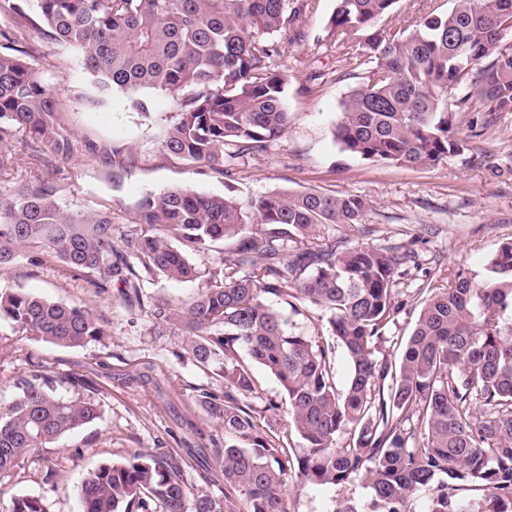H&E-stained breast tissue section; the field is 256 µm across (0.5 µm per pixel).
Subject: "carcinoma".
<instances>
[{"instance_id": "obj_1", "label": "carcinoma", "mask_w": 512, "mask_h": 512, "mask_svg": "<svg viewBox=\"0 0 512 512\" xmlns=\"http://www.w3.org/2000/svg\"><path fill=\"white\" fill-rule=\"evenodd\" d=\"M446 12L384 26L399 0H334L328 27L353 46L344 75L361 74L334 130L341 150L362 160L431 167L448 157L476 162L452 108L476 113L480 135L512 112V0H452ZM0 0V149L17 138L27 150L0 154V169L45 156L66 159L75 141L57 133L62 108L27 46V22L62 51H79L96 78L98 105L113 92L149 113L142 92L171 96L175 120L162 150L232 181L237 162L267 151L288 127L287 81L276 60L300 36L312 0ZM52 180L0 187V270L21 248L40 245L101 292L117 279L126 299L140 300L139 273L198 278L185 251L222 244V278L176 307L152 304L176 320L200 364L224 355V400L202 393L224 428L218 466L224 500L194 498L179 462L165 452L134 451L106 461L81 480V512H129L151 501L160 512H224L233 495L248 512H287L288 475L329 487L365 474L382 512H410L411 496L433 488L429 512H466L462 490L480 491L487 512H512V241L489 260L490 275L462 271L446 288L429 289L398 367L374 357L383 329L401 306L396 277L410 254L399 248H342L309 232L320 224L356 225L368 207L357 195L279 190L258 197L204 194L180 185L145 194L138 228L114 244L112 207L73 213L59 205ZM296 300L331 312L334 342L290 326L268 304ZM64 348L105 335L106 320L87 309L29 292H0V320ZM349 375L336 386V350ZM280 383L302 453L290 459L274 429L259 426L241 397L255 391L252 365ZM91 397L65 399L25 382L0 409V478L27 453L99 418ZM417 419L423 447L409 444L404 424ZM348 434L345 445L336 436ZM444 473L448 481H436ZM10 512H46L39 497H11Z\"/></svg>"}]
</instances>
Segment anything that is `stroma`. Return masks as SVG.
Wrapping results in <instances>:
<instances>
[{"label":"stroma","mask_w":512,"mask_h":512,"mask_svg":"<svg viewBox=\"0 0 512 512\" xmlns=\"http://www.w3.org/2000/svg\"><path fill=\"white\" fill-rule=\"evenodd\" d=\"M304 35L279 61L288 78L290 123L266 153L244 160L235 195L316 190L367 199L357 243L404 246L414 252L395 287L403 308L391 317L375 357L399 361L417 320L427 289L444 288L458 271L484 278L491 255L512 241V176L494 177L483 166L449 158L434 167H406L366 161L345 152L333 131L342 102L355 79L341 77L338 61L346 48L330 37L326 23L334 0H314ZM32 47L46 81L64 108L61 134L73 136L72 157L52 159L49 166L9 167L0 171V187L28 184L39 178L62 186L60 205L69 211L93 212L111 205L117 233L132 230L135 203L145 193L189 185L209 194L227 190L223 179L166 154L161 148L172 122L168 95L149 93L150 115L129 108L116 92L103 105L90 104L94 77L79 53L60 54L53 43L32 37ZM320 72L309 82L310 72ZM476 154L512 163V112L502 114L483 135L471 140ZM130 148L131 167L113 173V147ZM223 248L190 252L199 272L193 282H175L161 274H142V304L129 303L121 283L108 292L94 288L88 277L73 273L40 247L24 248L5 272L0 290H22L90 308L107 321V334L80 348H63L25 334L0 321V406L17 395L22 380L41 374L58 396L93 397L100 417L55 443L32 450L20 474L0 491V512H9L15 494L40 497L47 512H80L79 487L84 473L104 460L120 461L130 452L172 453L191 495L224 497V477L215 451L224 445V430L201 403L202 393L224 396L223 358L202 365L186 351L180 328L155 320L149 305L157 299L179 302L206 281L221 277ZM297 331L328 337L329 313L310 304L290 307L272 300ZM256 391L246 401L260 414V426H272L287 438L288 453L299 450L289 426L287 404L276 378L254 366ZM350 502L357 512H379L365 476L336 487L288 485V512H334Z\"/></svg>","instance_id":"stroma-1"}]
</instances>
